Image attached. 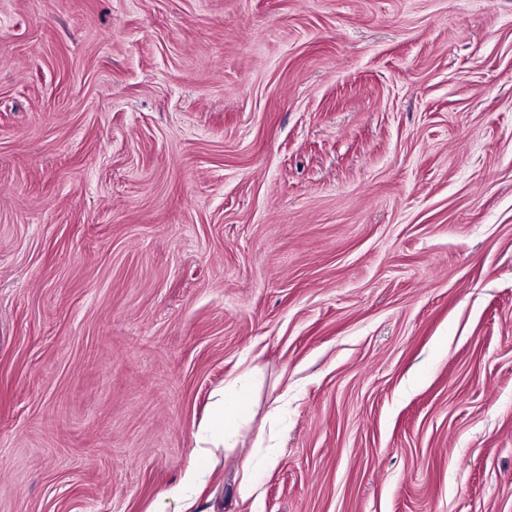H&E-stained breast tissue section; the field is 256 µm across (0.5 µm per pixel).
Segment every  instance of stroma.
Wrapping results in <instances>:
<instances>
[{
	"label": "stroma",
	"instance_id": "obj_1",
	"mask_svg": "<svg viewBox=\"0 0 512 512\" xmlns=\"http://www.w3.org/2000/svg\"><path fill=\"white\" fill-rule=\"evenodd\" d=\"M512 512V0H0V512ZM214 396L213 410L201 430L196 454L200 465L188 469L181 481L170 488L166 495V506L173 505L172 512H188L192 498L203 482L219 448H231L238 428L245 423L252 413V398L247 390L238 385V380L224 383Z\"/></svg>",
	"mask_w": 512,
	"mask_h": 512
}]
</instances>
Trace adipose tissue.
Listing matches in <instances>:
<instances>
[{
	"instance_id": "obj_1",
	"label": "adipose tissue",
	"mask_w": 512,
	"mask_h": 512,
	"mask_svg": "<svg viewBox=\"0 0 512 512\" xmlns=\"http://www.w3.org/2000/svg\"><path fill=\"white\" fill-rule=\"evenodd\" d=\"M251 413L252 398L237 381H228L216 391L213 410L201 430L196 448L200 463L188 469L181 481L165 495L174 512H188L193 495L203 482L216 451L231 446L239 426L249 419Z\"/></svg>"
}]
</instances>
